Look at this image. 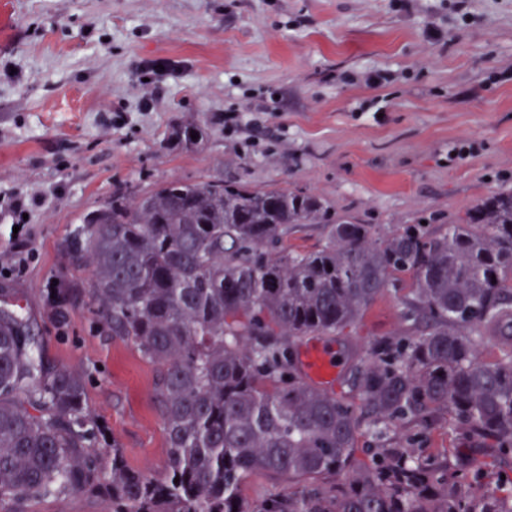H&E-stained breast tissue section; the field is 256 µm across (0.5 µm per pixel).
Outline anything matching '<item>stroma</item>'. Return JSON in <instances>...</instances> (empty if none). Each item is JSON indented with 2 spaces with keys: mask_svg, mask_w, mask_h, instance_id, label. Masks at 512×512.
I'll list each match as a JSON object with an SVG mask.
<instances>
[{
  "mask_svg": "<svg viewBox=\"0 0 512 512\" xmlns=\"http://www.w3.org/2000/svg\"><path fill=\"white\" fill-rule=\"evenodd\" d=\"M185 119L206 129L199 149L166 144ZM213 177L309 191L388 230L511 190L512 0H0V288L44 362L82 375L106 443L156 477V365L52 292L89 279L63 243L117 186ZM15 196L30 201L20 239ZM399 328L387 297L323 343L339 354ZM0 512L112 509L70 491Z\"/></svg>",
  "mask_w": 512,
  "mask_h": 512,
  "instance_id": "35a3bbf8",
  "label": "stroma"
}]
</instances>
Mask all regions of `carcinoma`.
<instances>
[{
    "instance_id": "obj_1",
    "label": "carcinoma",
    "mask_w": 512,
    "mask_h": 512,
    "mask_svg": "<svg viewBox=\"0 0 512 512\" xmlns=\"http://www.w3.org/2000/svg\"><path fill=\"white\" fill-rule=\"evenodd\" d=\"M205 137L194 121L167 134L186 150ZM300 224L323 225L324 243L286 246ZM65 248L92 274L61 300H86L158 366L167 475L95 447L82 377L45 366L1 288L0 497L88 488L112 512H512V487L488 488L483 460L512 470V190L462 223L386 232L309 192L170 180L113 193ZM390 295L401 329L348 350L349 393L300 377L304 339L343 335ZM488 343L494 363L478 357ZM434 426L458 429L475 456L418 448L414 429ZM256 474L283 490L247 498Z\"/></svg>"
}]
</instances>
